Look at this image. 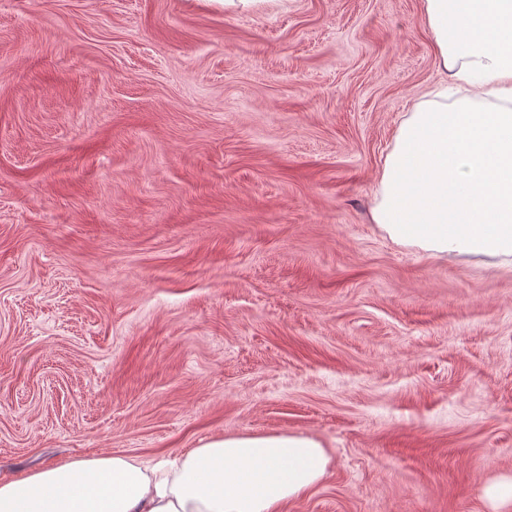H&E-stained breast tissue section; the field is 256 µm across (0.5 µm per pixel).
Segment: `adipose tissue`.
Instances as JSON below:
<instances>
[{
	"instance_id": "adipose-tissue-1",
	"label": "adipose tissue",
	"mask_w": 512,
	"mask_h": 512,
	"mask_svg": "<svg viewBox=\"0 0 512 512\" xmlns=\"http://www.w3.org/2000/svg\"><path fill=\"white\" fill-rule=\"evenodd\" d=\"M452 91L399 123L371 212L430 256L512 257V0H423ZM311 435L228 434L174 461L121 454L0 480V512H278L325 476Z\"/></svg>"
}]
</instances>
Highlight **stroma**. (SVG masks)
Here are the masks:
<instances>
[{
    "instance_id": "obj_1",
    "label": "stroma",
    "mask_w": 512,
    "mask_h": 512,
    "mask_svg": "<svg viewBox=\"0 0 512 512\" xmlns=\"http://www.w3.org/2000/svg\"><path fill=\"white\" fill-rule=\"evenodd\" d=\"M422 0H0V478L227 432L281 512H512V257L373 224Z\"/></svg>"
}]
</instances>
